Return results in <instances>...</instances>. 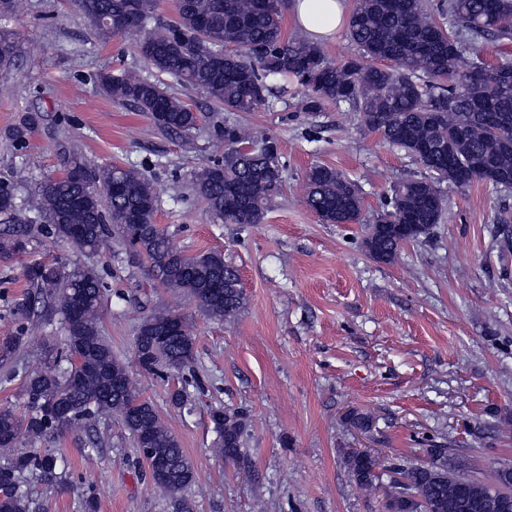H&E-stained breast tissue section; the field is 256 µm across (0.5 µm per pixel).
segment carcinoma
Wrapping results in <instances>:
<instances>
[{
  "label": "carcinoma",
  "instance_id": "obj_1",
  "mask_svg": "<svg viewBox=\"0 0 512 512\" xmlns=\"http://www.w3.org/2000/svg\"><path fill=\"white\" fill-rule=\"evenodd\" d=\"M74 3L100 41L131 29L141 32L139 53L147 67L202 92L227 112H252L265 104L269 80L294 79L308 110L325 101L347 103L367 131L413 157L431 177L398 183L367 225L363 244L379 262H392L404 244L427 236L440 223L445 203L440 183L512 185V64L477 72L474 60L477 39H512V0H444L436 19L424 0H358L347 25L357 54L342 62L328 60L315 43L286 38L279 0H179L177 17L170 22L155 19L157 0ZM13 12L14 0H0L3 81L25 53L20 34L9 26ZM95 86L117 102L133 104L168 133L191 131L203 117L167 84L136 68L100 73ZM480 99L499 116L494 131L477 112ZM224 138L229 141L224 161L198 168L193 190L214 220L259 224L281 187L277 144L266 139L242 152L236 145L251 144L253 137L237 125L224 127ZM38 197V215L62 241L97 251L116 234L145 260L161 286L188 295L206 315L230 319L242 309L238 269L220 254L186 256L174 250L153 223L157 191L137 169L111 165L89 170L73 161L62 174L39 184ZM305 200L322 223L352 224L359 219L363 197L343 173L316 165L306 175ZM0 224V261L26 253L34 221L22 216L15 187L7 181H0ZM24 277L34 294L17 309V335L0 345V359L11 358L25 334L50 314L60 316L63 346L52 364L25 377L24 411L0 408V512H34L21 490L28 474L50 486L69 482L63 458L36 447L38 442L77 431L105 414L119 417L144 459L153 455L164 461L156 484L174 512H195L189 497L195 481L192 461L156 407L141 398L126 365L102 336L104 291L98 272L39 260L25 266ZM134 350L142 373L181 377L171 404L187 409L189 388H197L199 380L191 370L194 336L186 318L163 310L143 318ZM210 417L215 453L250 476L242 416L214 408ZM22 439L33 448L15 451ZM427 453L428 467L367 451L348 454L346 462L366 494L391 489L388 512H512L511 467L479 478L471 474L468 459L451 448Z\"/></svg>",
  "mask_w": 512,
  "mask_h": 512
}]
</instances>
